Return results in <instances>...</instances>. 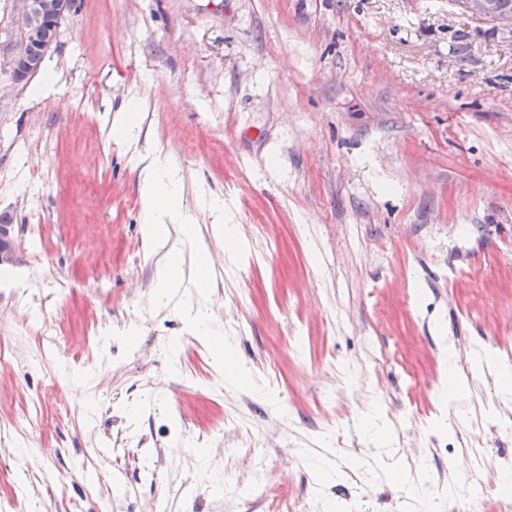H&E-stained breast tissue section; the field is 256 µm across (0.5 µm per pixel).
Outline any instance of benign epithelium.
Here are the masks:
<instances>
[{
	"label": "benign epithelium",
	"mask_w": 512,
	"mask_h": 512,
	"mask_svg": "<svg viewBox=\"0 0 512 512\" xmlns=\"http://www.w3.org/2000/svg\"><path fill=\"white\" fill-rule=\"evenodd\" d=\"M461 9L476 19L500 22L512 42V13L500 0H458ZM75 10L73 0H11V22L0 31V66L12 70L26 56L28 46L36 35L35 20L48 22L42 53L50 51L62 22ZM17 260L15 225L0 224V267Z\"/></svg>",
	"instance_id": "1"
}]
</instances>
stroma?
Wrapping results in <instances>:
<instances>
[{"mask_svg": "<svg viewBox=\"0 0 512 512\" xmlns=\"http://www.w3.org/2000/svg\"><path fill=\"white\" fill-rule=\"evenodd\" d=\"M133 103L185 207L222 196L250 242L226 275L198 224L208 286L162 305L112 137ZM1 214L0 512H403L388 472L418 463L463 512L473 399L512 471V47L456 0H77L36 75L0 72ZM200 301L249 386L189 329ZM447 341L490 360L450 418ZM369 344L393 360L364 374ZM89 370L84 407L65 377ZM15 226L8 215H0V267L9 266L17 260Z\"/></svg>", "mask_w": 512, "mask_h": 512, "instance_id": "stroma-1", "label": "stroma"}]
</instances>
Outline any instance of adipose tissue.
I'll return each mask as SVG.
<instances>
[{
	"label": "adipose tissue",
	"instance_id": "obj_1",
	"mask_svg": "<svg viewBox=\"0 0 512 512\" xmlns=\"http://www.w3.org/2000/svg\"><path fill=\"white\" fill-rule=\"evenodd\" d=\"M138 163L143 235L150 249L162 252L155 266L159 302H167L184 288L182 266L186 256H193L196 271L207 269L198 246L197 220H205L214 237L223 241L225 266H237L247 245L238 237L233 214L225 209L223 199L200 195L196 211H189L181 198L182 174L162 150L139 157Z\"/></svg>",
	"mask_w": 512,
	"mask_h": 512
}]
</instances>
